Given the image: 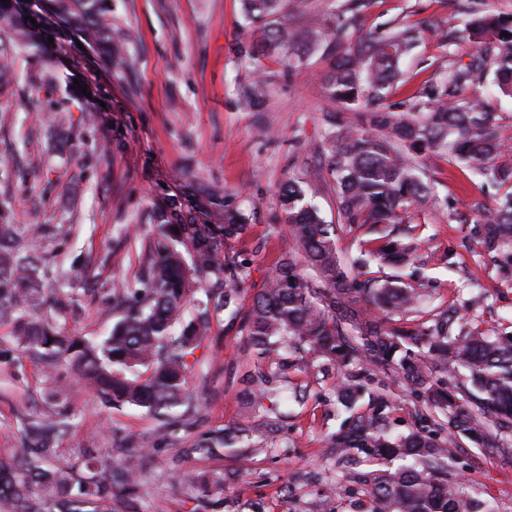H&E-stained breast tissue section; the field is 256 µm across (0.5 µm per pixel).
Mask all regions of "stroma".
Returning <instances> with one entry per match:
<instances>
[{
    "label": "stroma",
    "instance_id": "obj_1",
    "mask_svg": "<svg viewBox=\"0 0 512 512\" xmlns=\"http://www.w3.org/2000/svg\"><path fill=\"white\" fill-rule=\"evenodd\" d=\"M342 0H285L283 25L297 30L320 21L332 28ZM112 25L128 35L130 68L107 69L91 53L54 40L47 53L19 44L0 31V64L12 71L0 84V200H8L23 230L21 242L38 251L56 282L69 275L81 257L95 290L79 294L87 316L66 323L82 336H105L114 319L106 315L109 291L132 281L136 265L127 259L135 226L145 225L152 208L180 196L185 208L200 211L191 179L224 190L226 205L242 208L249 228L227 241L224 252L250 259L251 276L239 301L248 309L253 294L275 270L289 247L278 191L295 179L315 176L313 158L329 132L326 115L335 103L323 89L332 62L317 48L300 62L273 55L253 65L239 45L250 23L240 0H111ZM459 0H374L360 20L364 32L410 26L417 31L412 52L400 63L403 80L391 94L399 103L421 95L448 71L449 56L467 54L461 41L443 46L441 29L460 27ZM89 95L77 98L71 81ZM262 83L258 109L243 104L244 90ZM68 116L70 129L59 152L46 148L37 133L52 113ZM433 188L429 205L411 215L420 243L409 269L412 284L422 285L428 306H456L469 327L488 335L512 331V271L502 253H487L477 243L476 204L494 205L495 188L448 163L426 169ZM67 224L70 234L30 236L29 226ZM196 366L189 391L204 407L182 438L157 435V420L136 408H105L85 390L65 364L52 367L24 362L0 366V461L20 447L15 414L45 407L74 415V430L59 445L71 460L87 448H108L113 432L157 449L158 465L138 488L139 512H368L375 464L345 467L328 456L326 437L346 415L333 391L339 375L319 359L307 371L284 369L289 386H304L302 403L284 406L279 432L263 444L268 452L242 469L240 451L225 449L217 458L183 456L194 438L211 429L247 421L260 425L257 411L240 397L242 378L258 367L254 351L228 314L212 321V334L194 352ZM391 404L390 429H415L419 403L393 374L371 370ZM455 474L471 480L477 497L496 512H512V429L498 431L494 446L467 440L449 447ZM223 472V495L200 504L180 475Z\"/></svg>",
    "mask_w": 512,
    "mask_h": 512
}]
</instances>
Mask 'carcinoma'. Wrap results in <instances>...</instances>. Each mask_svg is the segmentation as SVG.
Instances as JSON below:
<instances>
[{
  "instance_id": "carcinoma-1",
  "label": "carcinoma",
  "mask_w": 512,
  "mask_h": 512,
  "mask_svg": "<svg viewBox=\"0 0 512 512\" xmlns=\"http://www.w3.org/2000/svg\"><path fill=\"white\" fill-rule=\"evenodd\" d=\"M371 0H345L330 30L332 69L324 88L331 100L355 112L344 126L328 114L333 130L320 167L336 185V223L329 224L312 202L318 187L288 181L279 190L284 230L296 247L281 253L275 272L254 296L244 315L236 308L249 280L250 262L223 253L224 242L247 230L246 215L224 206V190L196 184L208 200L205 217L183 209L172 196L152 215L153 229L138 238L135 260L140 275L112 289L117 321L101 340L63 332L56 289L47 287L45 257L18 244L19 229L6 201L0 200V325L10 327L0 346V365L14 367L26 356L51 367L64 362L83 386L109 408H140L161 421V431L183 425L202 403L188 389V357L211 333L222 310L240 318L239 333L262 359L264 386L245 388L256 405L267 398L284 355L299 348L345 366L365 362L409 383L423 401L420 418L431 425L394 436L388 402L369 398L368 410L329 438L336 463H358L361 455L379 460L410 459L387 470L371 487V512H492L476 503L470 484L452 474L447 447L465 438L477 446L489 437L486 419L512 428V332L494 338L466 330L456 308L448 306L413 329L391 324L417 309L422 293L399 276L360 279L336 252L343 226L410 223V210L431 199V187L418 164L444 160L462 164L489 184L504 189L496 207L477 220L481 245L489 251L512 249V157L504 159V132L496 112L470 85L493 74L500 94L512 97V13H495L486 0H468L463 27L443 41L475 43L468 60L458 59L448 74L423 96L392 112L389 89L401 58L414 48L413 33L393 28L357 35L360 13ZM243 12L261 21L244 56L251 62L282 52L299 59L320 44L321 32H288L276 16L281 0H241ZM39 10L56 16L59 27L39 32L0 8V26L16 39L39 48L64 33L112 66L123 61L124 34L112 28L110 0H43ZM508 36H502V33ZM414 228L404 235L367 240L358 269L400 270L412 261ZM393 251H388V247ZM365 394L358 375L347 374L334 392L346 411ZM69 416L49 409L19 419L22 448L0 463V512H112L121 496L125 512H137L136 487L156 464L151 450L125 453L117 448H86L71 462H58L59 442L70 433ZM249 424L202 434L185 455L210 458L240 440L249 453L264 448L251 441ZM184 479L208 499L224 491L221 475L186 474Z\"/></svg>"
}]
</instances>
